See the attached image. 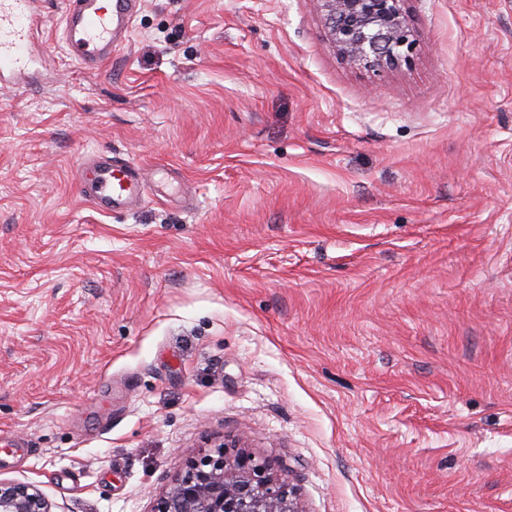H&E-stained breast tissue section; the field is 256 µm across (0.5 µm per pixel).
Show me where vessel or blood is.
Masks as SVG:
<instances>
[{
	"instance_id": "1",
	"label": "vessel or blood",
	"mask_w": 512,
	"mask_h": 512,
	"mask_svg": "<svg viewBox=\"0 0 512 512\" xmlns=\"http://www.w3.org/2000/svg\"><path fill=\"white\" fill-rule=\"evenodd\" d=\"M44 0H0V78L24 83L32 60L31 36L46 21ZM141 0H65L63 41L82 68L99 69L127 39ZM93 188L91 202L103 213L140 199L146 186L138 167L106 156L79 165Z\"/></svg>"
}]
</instances>
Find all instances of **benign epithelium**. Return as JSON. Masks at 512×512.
Wrapping results in <instances>:
<instances>
[{
  "label": "benign epithelium",
  "mask_w": 512,
  "mask_h": 512,
  "mask_svg": "<svg viewBox=\"0 0 512 512\" xmlns=\"http://www.w3.org/2000/svg\"><path fill=\"white\" fill-rule=\"evenodd\" d=\"M329 40L349 66L380 75L419 45L407 0H314ZM0 512H51L36 487L0 480ZM152 512H302L274 465L226 441L188 461Z\"/></svg>",
  "instance_id": "1"
}]
</instances>
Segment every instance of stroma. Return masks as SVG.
I'll return each instance as SVG.
<instances>
[{
    "instance_id": "obj_1",
    "label": "stroma",
    "mask_w": 512,
    "mask_h": 512,
    "mask_svg": "<svg viewBox=\"0 0 512 512\" xmlns=\"http://www.w3.org/2000/svg\"><path fill=\"white\" fill-rule=\"evenodd\" d=\"M376 77L314 0H144L0 83V479L151 512L241 437L303 512H512V0H409ZM135 163L102 214L82 158ZM141 0H66L63 41L68 56L98 70L127 39Z\"/></svg>"
}]
</instances>
